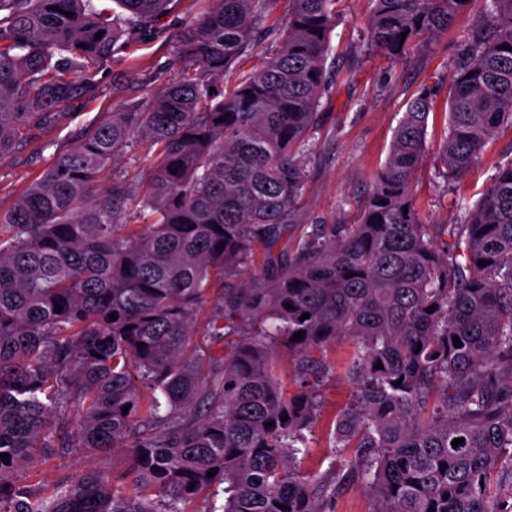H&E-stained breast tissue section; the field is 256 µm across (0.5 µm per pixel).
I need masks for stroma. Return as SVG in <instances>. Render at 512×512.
I'll return each instance as SVG.
<instances>
[{
  "label": "stroma",
  "instance_id": "stroma-1",
  "mask_svg": "<svg viewBox=\"0 0 512 512\" xmlns=\"http://www.w3.org/2000/svg\"><path fill=\"white\" fill-rule=\"evenodd\" d=\"M209 7V0H180L176 10L164 17L162 33L134 53L116 54L103 67L96 99L70 107L61 122L23 154L0 161V212L13 206L54 154L72 148L80 131L97 124L107 113L134 110L145 91L158 90L161 83L154 78L156 71H163L168 79L178 76L188 64L176 39L179 23L186 13L197 14ZM480 10L476 2L447 33L407 56L389 58L367 44L369 0H337L332 51L325 64L336 82V92L321 106L324 128L315 136L309 209L331 223H353L367 184L387 158L408 99L428 85L436 90L434 112L429 118L426 156L414 174L412 189L421 218L438 225L442 241H450L451 225L462 223L466 208L489 187L497 166L512 161V127L507 125L489 140L462 179L444 181L437 160L447 124L448 88L464 51L465 36L478 23ZM133 71L140 86L127 81ZM348 352L345 344L327 352L329 376L320 387L321 421L308 435V454L299 459L301 470L315 481L325 475L333 460L325 422L350 395L343 374ZM90 465V459L82 455H54L20 471L17 478L31 487L48 489L59 478L81 473Z\"/></svg>",
  "mask_w": 512,
  "mask_h": 512
}]
</instances>
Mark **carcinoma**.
<instances>
[{
  "label": "carcinoma",
  "mask_w": 512,
  "mask_h": 512,
  "mask_svg": "<svg viewBox=\"0 0 512 512\" xmlns=\"http://www.w3.org/2000/svg\"><path fill=\"white\" fill-rule=\"evenodd\" d=\"M272 2L217 0L186 19L189 70L87 128L0 214V512H217L221 483L224 512H334L355 481L373 512H512L498 469L512 461V162L440 253L411 192L434 97L424 88L359 222L306 211L336 0H288L276 26ZM370 2L369 43L395 58L474 0ZM115 3L0 0V161L97 96L103 63L154 38L175 0ZM482 4L448 91V180L512 126V0ZM261 38L273 56L225 82ZM138 139L153 149L149 177L93 198ZM202 314L205 349L192 344ZM279 341L299 357L293 393L278 380ZM342 343L352 394L329 423L337 463L315 482L297 460L322 413L309 378L328 374L326 348ZM49 451H122L127 483L97 469L46 491L14 479Z\"/></svg>",
  "instance_id": "1"
}]
</instances>
